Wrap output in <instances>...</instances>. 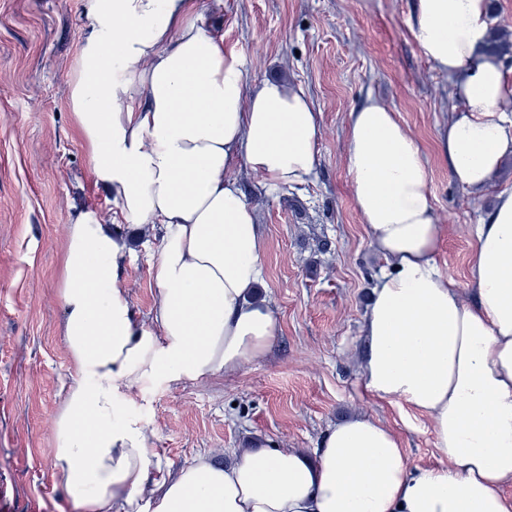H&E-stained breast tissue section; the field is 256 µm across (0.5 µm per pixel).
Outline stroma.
<instances>
[{"label":"stroma","mask_w":512,"mask_h":512,"mask_svg":"<svg viewBox=\"0 0 512 512\" xmlns=\"http://www.w3.org/2000/svg\"><path fill=\"white\" fill-rule=\"evenodd\" d=\"M413 0H197L205 23L242 52L247 81L300 85L321 114L320 164L304 190L266 193L240 170L263 236L262 294L278 335L261 362L230 377L138 393L163 462L221 461L251 440L313 455L337 420L365 415L388 427L410 469L440 466L431 422L407 420L362 383V317L383 266L358 214L345 166L348 117L383 102L420 143L436 216L437 256L471 298L473 230L494 195L512 188V158L489 193L455 185L436 147L460 104L453 82L408 31ZM90 32L87 0H0V512H75L53 467L52 421L72 384L57 271L67 229L83 208L107 209L70 107ZM156 241L135 244L126 267L134 311L148 318Z\"/></svg>","instance_id":"stroma-1"}]
</instances>
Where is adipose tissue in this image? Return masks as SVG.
Segmentation results:
<instances>
[{
  "instance_id": "obj_1",
  "label": "adipose tissue",
  "mask_w": 512,
  "mask_h": 512,
  "mask_svg": "<svg viewBox=\"0 0 512 512\" xmlns=\"http://www.w3.org/2000/svg\"><path fill=\"white\" fill-rule=\"evenodd\" d=\"M73 118L105 214L70 224L59 274L73 383L53 419L54 470L80 512H512V190L474 230L472 299L441 270L444 237L418 142L383 103L350 114L346 168L383 260L366 307L362 379L428 418L442 467L410 471L397 437L367 416L331 425L314 457L239 448L162 467L132 394L230 376L263 359L278 322L255 207L236 175L273 193L306 186L321 114L301 86L248 85L246 60L194 0H88ZM487 0H414L408 29L454 79L461 103L437 136L454 181L483 196L512 157V69L485 53ZM137 224L157 240L148 320L123 286Z\"/></svg>"
}]
</instances>
